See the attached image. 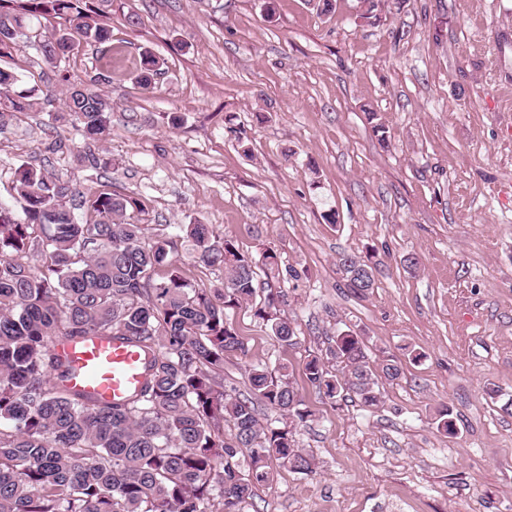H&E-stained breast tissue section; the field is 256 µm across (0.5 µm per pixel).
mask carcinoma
Masks as SVG:
<instances>
[{
	"label": "carcinoma",
	"instance_id": "cac0c4a2",
	"mask_svg": "<svg viewBox=\"0 0 512 512\" xmlns=\"http://www.w3.org/2000/svg\"><path fill=\"white\" fill-rule=\"evenodd\" d=\"M38 15L63 21L39 44L51 68L83 41L110 40L90 0H22L9 15L19 34L0 41V57L30 39L28 20ZM160 70L159 58L145 52L140 82L152 85ZM58 77L66 85L64 112L88 139L101 140L111 123L109 98L63 72ZM17 82L0 68V126L8 114L36 105L37 89L14 94ZM14 191L21 215L6 217L0 206V512H240L256 486L273 481L272 462L313 472L312 457L296 441L313 413L288 365L252 366L248 397L217 381L226 355L245 352L229 310L251 305L272 336L295 345V328L280 315L288 292L279 287L285 276L275 251L244 253L207 224L149 235L139 195L80 191L28 164L18 169ZM181 239L192 243L197 262L224 267V287L182 275L175 259ZM339 267L353 293L373 290L376 267L368 261L343 255ZM260 272L266 287L258 289ZM87 336L142 354L145 380L137 392L106 402L67 386L71 368L54 346ZM380 375L398 379L399 362L373 366L367 340L350 327L336 330L325 356L305 364L306 380L335 405L352 397L378 405ZM256 401L270 412L264 422ZM435 424L456 433L446 407Z\"/></svg>",
	"mask_w": 512,
	"mask_h": 512
}]
</instances>
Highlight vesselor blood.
Wrapping results in <instances>:
<instances>
[{"instance_id": "vessel-or-blood-1", "label": "vessel or blood", "mask_w": 512, "mask_h": 512, "mask_svg": "<svg viewBox=\"0 0 512 512\" xmlns=\"http://www.w3.org/2000/svg\"><path fill=\"white\" fill-rule=\"evenodd\" d=\"M55 351L70 364L69 385L101 401L126 397L144 381V360L134 348L97 336L59 343Z\"/></svg>"}]
</instances>
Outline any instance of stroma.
Here are the masks:
<instances>
[{
	"mask_svg": "<svg viewBox=\"0 0 512 512\" xmlns=\"http://www.w3.org/2000/svg\"><path fill=\"white\" fill-rule=\"evenodd\" d=\"M94 6L109 44L61 66L111 98L95 148L111 164L86 158L77 125L53 128L50 100L0 128V205L31 164L139 194L151 228L208 224L294 270L297 344L229 312L247 352L227 357L224 383L244 394L249 366L288 364L315 413L298 434L315 471L279 470L242 512H512V0H382L376 21L359 0ZM146 51L163 63L149 89ZM0 68L20 91L55 84L32 42ZM344 254L375 262L367 297L346 287ZM340 325L365 334L373 363L401 365L377 407L331 405L305 378ZM444 405L456 435L436 429Z\"/></svg>",
	"mask_w": 512,
	"mask_h": 512,
	"instance_id": "stroma-1",
	"label": "stroma"
}]
</instances>
